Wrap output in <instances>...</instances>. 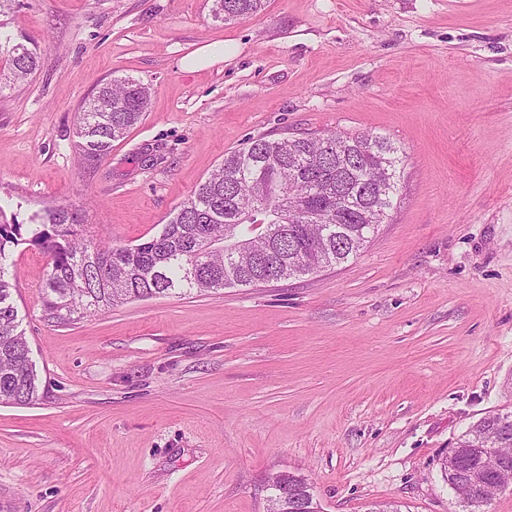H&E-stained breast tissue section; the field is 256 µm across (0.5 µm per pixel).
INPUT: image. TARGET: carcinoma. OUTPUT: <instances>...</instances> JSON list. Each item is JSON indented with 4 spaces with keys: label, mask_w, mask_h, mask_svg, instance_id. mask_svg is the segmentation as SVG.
I'll return each mask as SVG.
<instances>
[{
    "label": "carcinoma",
    "mask_w": 512,
    "mask_h": 512,
    "mask_svg": "<svg viewBox=\"0 0 512 512\" xmlns=\"http://www.w3.org/2000/svg\"><path fill=\"white\" fill-rule=\"evenodd\" d=\"M16 0H0V93L24 83L39 66V47L6 30ZM264 0H212L223 23L262 10ZM151 89L125 77L102 84L78 114L84 155L99 158L138 124ZM402 158L388 139L330 133L319 138L251 139L179 205L150 239L111 245L85 237L82 214L50 206L33 224L0 222V404L38 398V374L12 302L16 273L11 248L29 244L50 258L46 307L56 318L94 313L177 290L215 292L270 279L309 275L357 255L383 223L399 190ZM254 238L257 258L222 247L226 227ZM264 226L257 232V226ZM453 453L463 465H442L448 486L459 489L465 470L490 457L512 463V413H492L473 424Z\"/></svg>",
    "instance_id": "carcinoma-1"
}]
</instances>
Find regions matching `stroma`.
<instances>
[{"instance_id": "1", "label": "stroma", "mask_w": 512, "mask_h": 512, "mask_svg": "<svg viewBox=\"0 0 512 512\" xmlns=\"http://www.w3.org/2000/svg\"><path fill=\"white\" fill-rule=\"evenodd\" d=\"M17 0L38 69L0 94V218L82 208L134 245L249 139L373 134L403 178L347 262L59 321L47 258L14 247L39 398L0 405V512H266L281 471L321 512H460L441 471L512 411V0ZM219 61L190 67L199 49ZM149 85L140 123L81 160L99 84ZM212 2V17L223 23L249 17L264 7V0H212Z\"/></svg>"}]
</instances>
